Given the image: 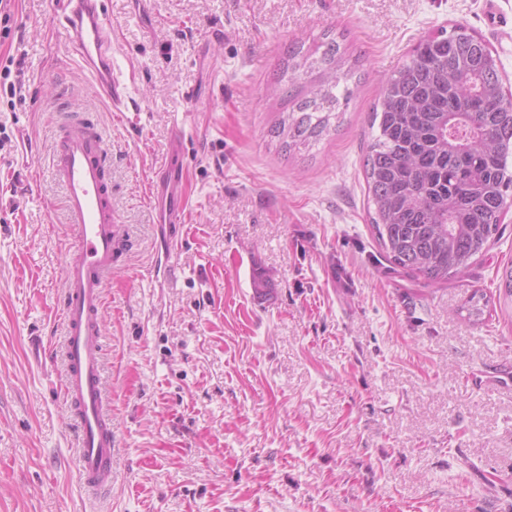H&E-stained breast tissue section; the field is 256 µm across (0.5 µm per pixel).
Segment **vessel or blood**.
Returning <instances> with one entry per match:
<instances>
[{"mask_svg": "<svg viewBox=\"0 0 512 512\" xmlns=\"http://www.w3.org/2000/svg\"><path fill=\"white\" fill-rule=\"evenodd\" d=\"M53 20L92 74V89L113 108L123 103L125 80L112 59V27L106 0H55ZM183 137L175 135L159 180L150 181L151 205L162 206L164 221H184L181 184ZM52 167L64 188L63 205L77 241L66 269L61 309L64 340L63 393L78 425L80 479L93 497L112 485V418L101 379V311L104 286L112 274L115 231L112 215L111 153L103 128L89 117L65 112L57 126Z\"/></svg>", "mask_w": 512, "mask_h": 512, "instance_id": "vessel-or-blood-1", "label": "vessel or blood"}]
</instances>
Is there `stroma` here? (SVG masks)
I'll return each mask as SVG.
<instances>
[{"instance_id":"obj_1","label":"stroma","mask_w":512,"mask_h":512,"mask_svg":"<svg viewBox=\"0 0 512 512\" xmlns=\"http://www.w3.org/2000/svg\"><path fill=\"white\" fill-rule=\"evenodd\" d=\"M107 6L123 114L92 93L52 0L8 4L0 55L22 60L24 99L0 98V512H512V305L462 312L512 263V209L464 277L428 286L386 261L364 175L382 79L438 28L475 31L512 84V0ZM329 34L359 62L353 94L329 133L285 149L272 129L310 84L282 80L287 51ZM65 109L107 134L120 231L100 501L61 391L75 239L50 158ZM178 130L187 218L172 239L146 189Z\"/></svg>"}]
</instances>
